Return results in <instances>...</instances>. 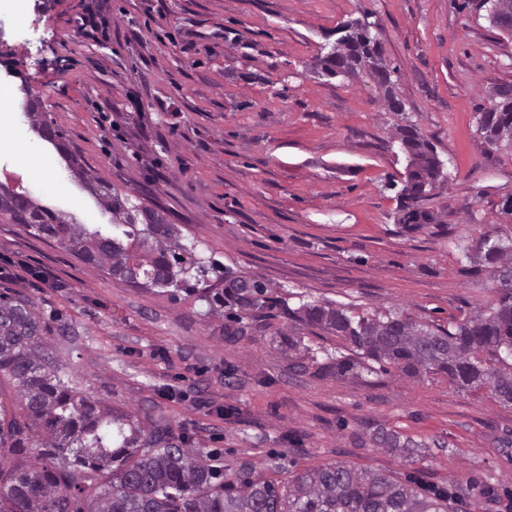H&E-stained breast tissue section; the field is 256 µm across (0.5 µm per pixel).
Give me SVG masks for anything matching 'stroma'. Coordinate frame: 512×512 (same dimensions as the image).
I'll list each match as a JSON object with an SVG mask.
<instances>
[{"instance_id": "stroma-1", "label": "stroma", "mask_w": 512, "mask_h": 512, "mask_svg": "<svg viewBox=\"0 0 512 512\" xmlns=\"http://www.w3.org/2000/svg\"><path fill=\"white\" fill-rule=\"evenodd\" d=\"M0 12V85L31 86L38 110L72 154L105 183L177 225L196 257L264 281L277 295L381 313L397 308L437 325L486 311L494 283L458 251L483 255L484 235L512 237V150L487 146L476 116L495 86L512 84V35L480 0H28ZM93 17L101 35L83 36ZM368 17L404 114L385 109L370 78L311 70L340 24ZM37 56L19 47L29 25ZM413 121L444 163L445 182L423 204L433 219L409 230L395 183L406 160L392 140ZM65 194L40 191L21 149L0 154V184L79 224L112 216L57 150L20 124ZM1 294L61 314L74 335L47 342L83 389L106 405L159 406L173 432L218 450L226 475L249 466L286 484L324 463L466 487L455 512H498L486 488L512 492V405L466 392L442 374L397 367L338 372L303 346L351 348L316 328L297 347L283 318L244 320L224 337L201 290L177 296L88 269L57 242L0 218ZM303 360V359H302ZM384 426L440 448L410 461L363 438Z\"/></svg>"}]
</instances>
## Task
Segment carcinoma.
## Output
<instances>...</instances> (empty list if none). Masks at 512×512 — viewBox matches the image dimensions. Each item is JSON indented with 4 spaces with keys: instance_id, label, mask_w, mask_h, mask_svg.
<instances>
[{
    "instance_id": "obj_1",
    "label": "carcinoma",
    "mask_w": 512,
    "mask_h": 512,
    "mask_svg": "<svg viewBox=\"0 0 512 512\" xmlns=\"http://www.w3.org/2000/svg\"><path fill=\"white\" fill-rule=\"evenodd\" d=\"M341 36L312 67L332 77L365 74L384 89L390 112H404L393 90L396 70L381 58L370 23L356 19L338 28ZM30 126L66 156L68 169L112 214V227L73 224L14 190L0 189V216L23 224L38 236L56 240L90 269L107 270L133 286L177 288L194 261L184 256L176 225L161 212L135 204L86 171L63 144L62 134L41 120L37 103L28 109ZM477 131L489 145L512 148V96L501 86L494 101L478 113ZM393 139L406 156L405 180L398 193L404 219H418V206L445 181L444 163L417 126L396 127ZM496 283L490 311L434 326L396 310L353 316L343 306L275 299L257 279L224 271V288L203 300L209 312L231 311L235 324L226 336L244 335L243 318L276 305L288 316L286 327H315L340 337L377 363L416 376L435 372L461 389L489 387L502 404L512 405V243L498 238L484 246ZM72 335L60 319L51 326L34 301L0 295V377L17 398L0 403V512H448L461 491L423 489L411 478L325 463L296 476L288 486L251 478L247 467L226 480L209 464L216 454L174 434L164 414L144 409V419L101 406L78 388L46 347L44 336ZM377 448L400 450L408 458L428 444L385 427L366 436ZM37 451L36 464L25 463Z\"/></svg>"
}]
</instances>
